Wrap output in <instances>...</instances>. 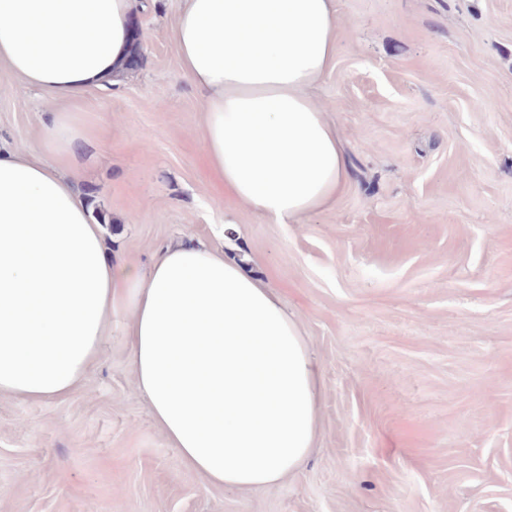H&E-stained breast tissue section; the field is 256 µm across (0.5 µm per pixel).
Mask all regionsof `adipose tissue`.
Masks as SVG:
<instances>
[{"mask_svg":"<svg viewBox=\"0 0 512 512\" xmlns=\"http://www.w3.org/2000/svg\"><path fill=\"white\" fill-rule=\"evenodd\" d=\"M131 11V0H0V74L59 100L111 83ZM172 37L203 95V145L227 202L278 224L332 203L351 166L311 90L336 57L334 0H182ZM86 140L54 112L41 154L0 149V395L68 397L126 309L137 390L182 464L238 491L284 480L318 424L297 319L209 244L169 245L145 272L111 256L71 172Z\"/></svg>","mask_w":512,"mask_h":512,"instance_id":"ef3b65f1","label":"adipose tissue"}]
</instances>
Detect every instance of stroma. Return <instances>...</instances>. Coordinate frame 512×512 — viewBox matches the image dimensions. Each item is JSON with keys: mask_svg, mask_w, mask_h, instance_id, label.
I'll list each match as a JSON object with an SVG mask.
<instances>
[{"mask_svg": "<svg viewBox=\"0 0 512 512\" xmlns=\"http://www.w3.org/2000/svg\"><path fill=\"white\" fill-rule=\"evenodd\" d=\"M181 4L135 0L141 63L110 87L56 101L0 80V147L40 153L44 113H79L96 135L75 171L110 253L251 254L321 368L314 447L282 483L204 486L139 395L116 315L69 397H0V512H512V0H336L313 96L352 172L292 224L226 212L171 37Z\"/></svg>", "mask_w": 512, "mask_h": 512, "instance_id": "stroma-1", "label": "stroma"}]
</instances>
